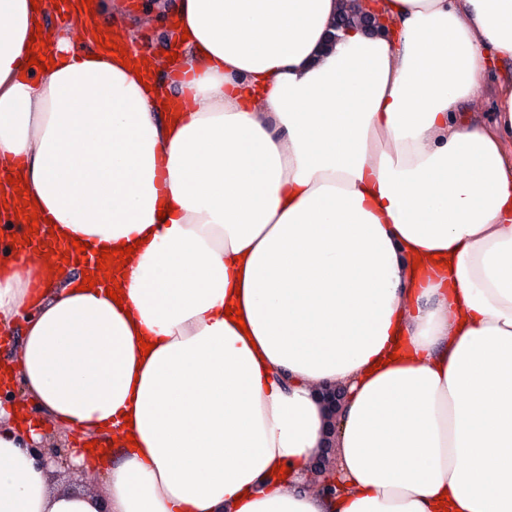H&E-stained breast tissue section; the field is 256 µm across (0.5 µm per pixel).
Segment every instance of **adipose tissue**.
I'll return each instance as SVG.
<instances>
[{
  "label": "adipose tissue",
  "instance_id": "adipose-tissue-1",
  "mask_svg": "<svg viewBox=\"0 0 512 512\" xmlns=\"http://www.w3.org/2000/svg\"><path fill=\"white\" fill-rule=\"evenodd\" d=\"M92 2L71 37L0 0V160L54 234L135 251L118 302L12 253L0 385L80 434L75 465L125 446L100 490L56 485L0 404V512H512V83L491 123L460 110L512 62V0H380L389 35L337 29L352 0H154L189 32L165 85ZM323 382L348 390L333 499L299 478Z\"/></svg>",
  "mask_w": 512,
  "mask_h": 512
}]
</instances>
